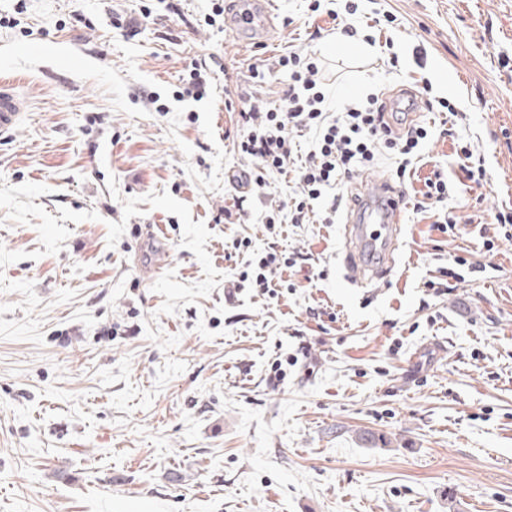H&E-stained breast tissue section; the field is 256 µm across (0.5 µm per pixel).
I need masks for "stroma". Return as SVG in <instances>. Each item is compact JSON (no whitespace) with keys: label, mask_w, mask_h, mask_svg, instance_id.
<instances>
[{"label":"stroma","mask_w":512,"mask_h":512,"mask_svg":"<svg viewBox=\"0 0 512 512\" xmlns=\"http://www.w3.org/2000/svg\"><path fill=\"white\" fill-rule=\"evenodd\" d=\"M213 3L0 0L29 104L0 137V512H512V0H276L266 28ZM345 24L364 54L331 51ZM289 52L339 102L457 107L419 116L396 262L362 288L345 211L292 224L293 175L244 204L228 179L262 162L225 103L278 104L287 74L252 72ZM200 60L207 96L177 99ZM436 169L447 202L414 209ZM132 224L166 235L148 279ZM274 251L296 260L274 291L242 279ZM459 257L483 272L449 282Z\"/></svg>","instance_id":"obj_1"}]
</instances>
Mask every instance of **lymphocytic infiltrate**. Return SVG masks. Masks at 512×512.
Returning a JSON list of instances; mask_svg holds the SVG:
<instances>
[{
    "label": "lymphocytic infiltrate",
    "mask_w": 512,
    "mask_h": 512,
    "mask_svg": "<svg viewBox=\"0 0 512 512\" xmlns=\"http://www.w3.org/2000/svg\"><path fill=\"white\" fill-rule=\"evenodd\" d=\"M278 65L288 72L282 103L266 111L260 126L252 122L254 104L236 107V125L242 130L237 148L262 159L266 171L294 169L304 197L289 211L291 223H308L310 201L328 192L333 198L323 221L332 223L343 202L342 188L354 168L372 164L380 157H395V175L405 177L428 136L426 128L409 124L402 131H394L388 104L379 95L363 105H333L322 84L318 58L291 53L280 56ZM292 129H308L316 135L315 151L308 164L296 168L290 165L288 147V132Z\"/></svg>",
    "instance_id": "lymphocytic-infiltrate-1"
}]
</instances>
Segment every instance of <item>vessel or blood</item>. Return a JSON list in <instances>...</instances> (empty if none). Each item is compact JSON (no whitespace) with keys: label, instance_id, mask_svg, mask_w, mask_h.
<instances>
[{"label":"vessel or blood","instance_id":"obj_1","mask_svg":"<svg viewBox=\"0 0 512 512\" xmlns=\"http://www.w3.org/2000/svg\"><path fill=\"white\" fill-rule=\"evenodd\" d=\"M24 110V102L10 88L1 87L0 133L12 131ZM404 204L400 192L384 181L364 184L361 196L351 203L345 230L348 238L359 242L360 249L347 254L345 264L356 282L386 275L402 234Z\"/></svg>","mask_w":512,"mask_h":512}]
</instances>
